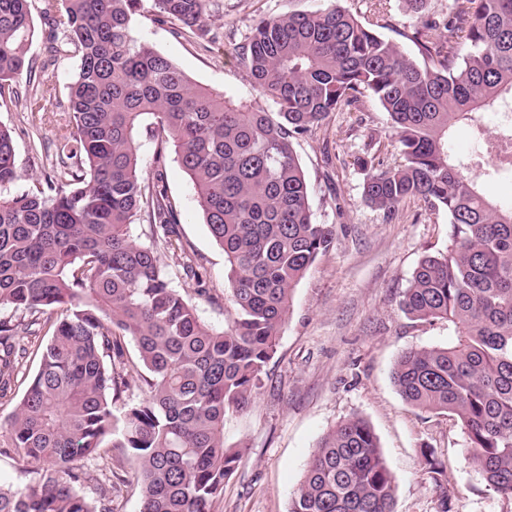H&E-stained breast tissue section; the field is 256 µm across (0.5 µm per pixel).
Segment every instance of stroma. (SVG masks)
Wrapping results in <instances>:
<instances>
[{"label": "stroma", "mask_w": 512, "mask_h": 512, "mask_svg": "<svg viewBox=\"0 0 512 512\" xmlns=\"http://www.w3.org/2000/svg\"><path fill=\"white\" fill-rule=\"evenodd\" d=\"M327 3L224 0L215 22L221 40L209 48L191 32L155 23L146 12L135 16L133 31L192 81L243 92L247 74L238 53L256 22ZM339 4L362 22L379 23L381 35L395 42L416 21L406 0ZM29 55L37 76L56 88H64L77 71L71 58L45 65L41 34H34ZM69 121L62 107L53 121L43 122L24 98L0 99V126L11 132L21 172L17 188H31L50 172L53 142ZM498 131L499 118L489 113L481 133L456 125L449 144L453 154L479 155L475 175L501 198L512 190V172L501 170L498 157L486 150ZM294 147L310 185L314 218L332 227L334 242L295 288L261 385L246 407L224 418V445L239 451L241 460L225 480L214 512H288L312 451L325 433L352 416L365 419L379 440L394 477L395 512H439L444 505L450 512H512V497L486 486L470 462L458 419L407 404L392 381L404 350L444 346L454 337L446 321L412 320L399 307L422 257L447 249V214L411 199L389 218L365 202L369 168H385L397 156L386 115L374 100L365 98L356 110L333 113ZM165 179L182 243L181 250L162 254L172 284L206 324L223 327L224 252L203 224L193 184L175 156L166 160ZM186 263L203 274L206 295H197L195 282L185 278ZM425 447L442 465L440 479L428 473L420 454Z\"/></svg>", "instance_id": "1"}]
</instances>
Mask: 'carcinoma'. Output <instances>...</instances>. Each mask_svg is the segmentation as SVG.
Here are the masks:
<instances>
[{
  "mask_svg": "<svg viewBox=\"0 0 512 512\" xmlns=\"http://www.w3.org/2000/svg\"><path fill=\"white\" fill-rule=\"evenodd\" d=\"M31 2L0 0V98L36 81ZM222 8L45 0L46 57L75 59L78 73L44 182L11 190L16 150L0 127V310H11L0 316V401L27 358L20 340L48 336L37 373L0 419V447L37 481L0 484V512H113L112 494L132 483L140 512H213L238 462L224 447V417L249 401L294 289L334 240L313 219L294 141L362 97L386 112L398 149L368 174L366 201L390 216L418 199L451 227L448 249L419 262L401 310L448 321L455 339L402 352L394 383L412 406L456 416L474 467L512 497V205L486 192L472 159L448 152L455 124L479 133L487 108L512 102V0H452L441 44L418 17L401 34L414 55L335 3L264 18L239 56L250 85L241 94L193 82L132 32L148 11L214 44ZM27 101L42 114L59 104L53 86ZM143 124L157 141L148 181L134 137ZM169 148L224 250L222 329L172 288L157 248L130 233L145 217L164 249L180 248L164 186ZM133 389L140 398L115 417ZM109 454L134 464V480L102 485L91 500L82 488L94 476L75 463ZM393 483L374 431L351 417L312 452L288 512H394Z\"/></svg>",
  "mask_w": 512,
  "mask_h": 512,
  "instance_id": "carcinoma-1",
  "label": "carcinoma"
}]
</instances>
